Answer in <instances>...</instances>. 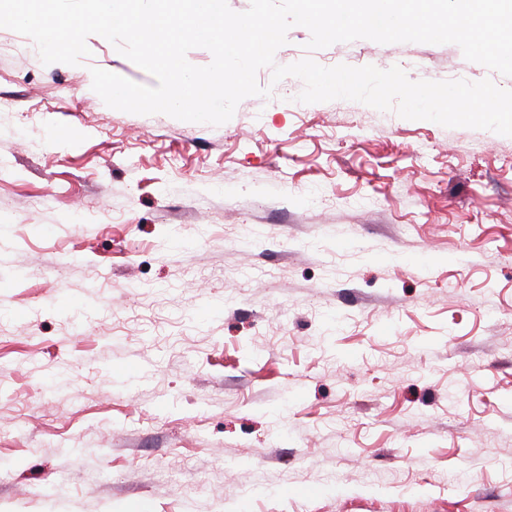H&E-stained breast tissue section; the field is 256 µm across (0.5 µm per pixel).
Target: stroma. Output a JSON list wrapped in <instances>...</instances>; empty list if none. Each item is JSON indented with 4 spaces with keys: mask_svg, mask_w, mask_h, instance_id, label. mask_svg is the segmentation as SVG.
<instances>
[{
    "mask_svg": "<svg viewBox=\"0 0 512 512\" xmlns=\"http://www.w3.org/2000/svg\"><path fill=\"white\" fill-rule=\"evenodd\" d=\"M287 38L512 90L454 44ZM87 46L0 28V512H512V137L268 67L219 126L127 113L91 67L155 78Z\"/></svg>",
    "mask_w": 512,
    "mask_h": 512,
    "instance_id": "obj_1",
    "label": "stroma"
}]
</instances>
